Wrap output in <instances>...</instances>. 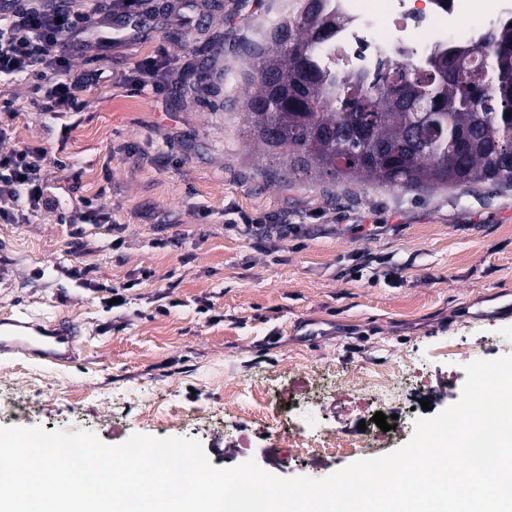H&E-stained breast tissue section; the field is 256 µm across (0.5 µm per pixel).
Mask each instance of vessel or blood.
I'll return each instance as SVG.
<instances>
[{"label":"vessel or blood","mask_w":512,"mask_h":512,"mask_svg":"<svg viewBox=\"0 0 512 512\" xmlns=\"http://www.w3.org/2000/svg\"><path fill=\"white\" fill-rule=\"evenodd\" d=\"M76 328L66 322L55 325L54 328H43L36 321H27L16 318L9 321L0 320V355L10 352L36 351L44 358L62 360L58 347L70 344L76 336Z\"/></svg>","instance_id":"vessel-or-blood-1"}]
</instances>
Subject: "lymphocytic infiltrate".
<instances>
[{
    "label": "lymphocytic infiltrate",
    "instance_id": "obj_1",
    "mask_svg": "<svg viewBox=\"0 0 512 512\" xmlns=\"http://www.w3.org/2000/svg\"><path fill=\"white\" fill-rule=\"evenodd\" d=\"M13 0H0V75L35 78L51 108L73 105L74 87L62 78L69 67L58 46L85 34L88 13L104 10L105 0H85L83 11L71 8V0H26L23 8ZM41 157L25 149L0 154V219L23 217L25 209L49 207V195L42 188Z\"/></svg>",
    "mask_w": 512,
    "mask_h": 512
}]
</instances>
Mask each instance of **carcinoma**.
<instances>
[{
  "label": "carcinoma",
  "instance_id": "1",
  "mask_svg": "<svg viewBox=\"0 0 512 512\" xmlns=\"http://www.w3.org/2000/svg\"><path fill=\"white\" fill-rule=\"evenodd\" d=\"M316 29L306 14L283 15L293 41L247 50L250 86L242 136L280 176L355 184L372 180L405 190L511 185L512 18L480 35L472 49L433 51L423 66L395 62L374 75L336 74L318 45L336 34V15ZM276 71L286 97L271 95L261 74ZM279 130L271 150L260 131Z\"/></svg>",
  "mask_w": 512,
  "mask_h": 512
}]
</instances>
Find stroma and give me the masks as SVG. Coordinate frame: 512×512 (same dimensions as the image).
Returning <instances> with one entry per match:
<instances>
[{
	"mask_svg": "<svg viewBox=\"0 0 512 512\" xmlns=\"http://www.w3.org/2000/svg\"><path fill=\"white\" fill-rule=\"evenodd\" d=\"M286 8L141 0L137 36L65 48L80 88L62 112L43 110L32 79L0 76V153L43 154L41 179L61 201L0 222V317L79 331L60 362L0 357V387L23 398L0 427L89 431L109 445L193 438L221 469L273 449L272 475L320 479L353 456L303 459L283 434L351 431L384 405L325 394L296 409L297 383L413 365L425 384L409 383L389 452L459 400L466 364L512 355V188L289 184L253 159L239 132L243 48ZM162 48L157 85L140 86L135 72ZM83 198L100 199L120 236L83 219ZM244 214L292 230L260 239ZM99 284L124 304L105 303ZM451 339L458 354L438 356ZM262 391L284 404L281 427L243 419ZM147 405L163 420L144 421Z\"/></svg>",
	"mask_w": 512,
	"mask_h": 512,
	"instance_id": "1",
	"label": "stroma"
}]
</instances>
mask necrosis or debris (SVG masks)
<instances>
[{
  "label": "necrosis or debris",
  "mask_w": 512,
  "mask_h": 512,
  "mask_svg": "<svg viewBox=\"0 0 512 512\" xmlns=\"http://www.w3.org/2000/svg\"><path fill=\"white\" fill-rule=\"evenodd\" d=\"M327 6L338 25L324 61L340 71L362 73L374 72L381 61L402 52L421 59L437 45L474 46L487 25L512 15V0H430L424 14L412 10L409 0H327ZM406 374L401 365L374 373L364 386L343 377L338 384L390 405L401 400ZM378 438L369 429L311 442L284 436L289 448L312 460L334 454L372 455Z\"/></svg>",
  "instance_id": "4bbe7bcc"
}]
</instances>
